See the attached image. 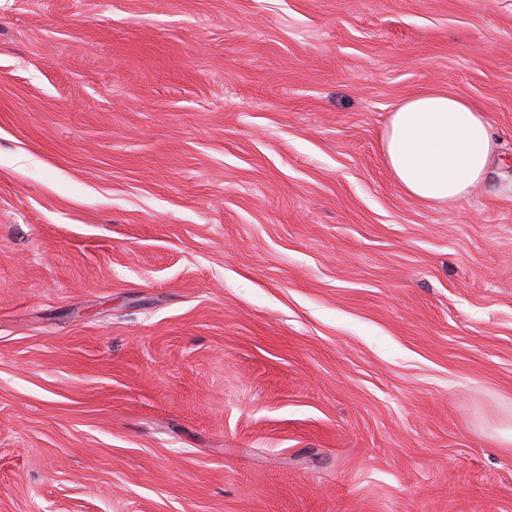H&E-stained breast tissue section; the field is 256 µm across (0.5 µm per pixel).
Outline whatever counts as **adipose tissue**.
Instances as JSON below:
<instances>
[{
	"label": "adipose tissue",
	"instance_id": "1",
	"mask_svg": "<svg viewBox=\"0 0 512 512\" xmlns=\"http://www.w3.org/2000/svg\"><path fill=\"white\" fill-rule=\"evenodd\" d=\"M497 149L491 126L477 105L436 91L397 105L381 144L391 177L409 198L448 206L484 180Z\"/></svg>",
	"mask_w": 512,
	"mask_h": 512
}]
</instances>
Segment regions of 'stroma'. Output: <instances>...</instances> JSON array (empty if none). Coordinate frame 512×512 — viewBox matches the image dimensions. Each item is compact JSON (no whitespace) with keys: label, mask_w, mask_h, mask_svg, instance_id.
<instances>
[{"label":"stroma","mask_w":512,"mask_h":512,"mask_svg":"<svg viewBox=\"0 0 512 512\" xmlns=\"http://www.w3.org/2000/svg\"><path fill=\"white\" fill-rule=\"evenodd\" d=\"M0 512H512V0H0ZM498 143L474 103L426 91L393 110L382 137L384 163L411 199L456 204L484 180Z\"/></svg>","instance_id":"35a3bbf8"}]
</instances>
